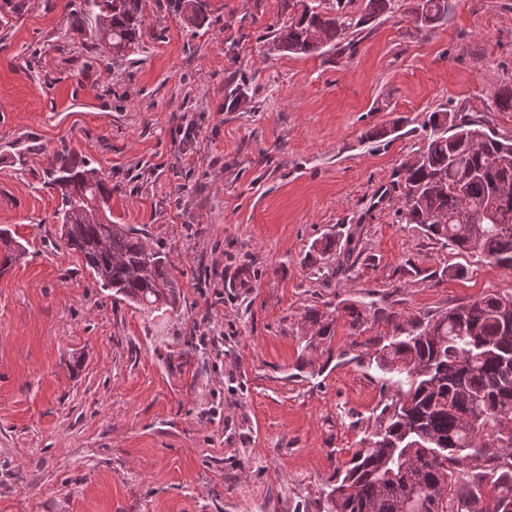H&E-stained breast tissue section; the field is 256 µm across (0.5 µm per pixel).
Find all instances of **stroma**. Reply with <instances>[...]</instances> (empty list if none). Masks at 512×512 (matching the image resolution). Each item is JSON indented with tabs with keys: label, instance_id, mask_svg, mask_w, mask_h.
I'll list each match as a JSON object with an SVG mask.
<instances>
[{
	"label": "stroma",
	"instance_id": "35a3bbf8",
	"mask_svg": "<svg viewBox=\"0 0 512 512\" xmlns=\"http://www.w3.org/2000/svg\"><path fill=\"white\" fill-rule=\"evenodd\" d=\"M67 2L25 0L0 28V228L28 250L0 273V512H326L394 392L370 360L394 321L512 295V270L405 223L397 184L431 112L512 138L492 104L512 89V0H448L423 30L382 14L339 57L271 52L278 0H210L200 29L144 0L117 67ZM233 74L251 102L230 110ZM63 144L167 254L177 312L111 296L56 238L43 173ZM312 308L339 317L308 366ZM192 339L207 362L180 358Z\"/></svg>",
	"mask_w": 512,
	"mask_h": 512
}]
</instances>
